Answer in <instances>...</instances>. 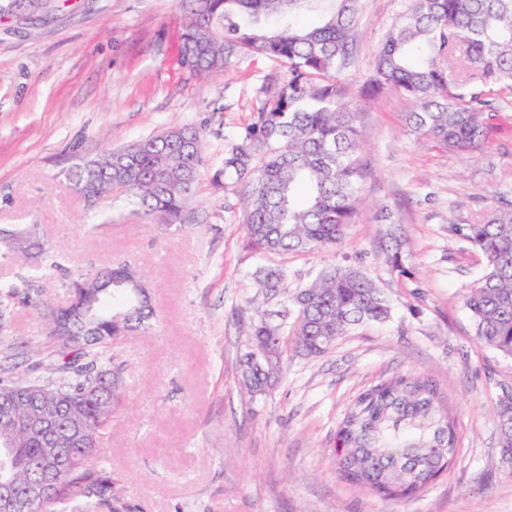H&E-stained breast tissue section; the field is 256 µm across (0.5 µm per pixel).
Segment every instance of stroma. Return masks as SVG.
Masks as SVG:
<instances>
[{
  "label": "stroma",
  "mask_w": 512,
  "mask_h": 512,
  "mask_svg": "<svg viewBox=\"0 0 512 512\" xmlns=\"http://www.w3.org/2000/svg\"><path fill=\"white\" fill-rule=\"evenodd\" d=\"M410 3L362 2L338 78L357 108L364 201L342 244L316 253L251 249L245 190L222 174L225 150L285 64L244 51L217 75L183 68L184 0H54L33 18L0 14V226L40 225L73 271L134 265L154 299V328L112 350L122 392L94 459L136 512H512V463L498 447L512 358L473 336L465 296L485 259L449 230L512 201V89L485 93L488 141L469 152L411 132L404 95L364 96L380 42ZM175 127L204 137L184 224L146 223L119 193L90 205L64 177L78 160ZM393 224L413 278L392 272L383 254ZM329 264L372 278L389 320L357 327L322 356L290 358L282 381L251 399L238 356L254 304L278 311ZM264 266L285 271V295L263 299L255 273ZM30 274V302L15 306L0 333V379L54 381L47 364L58 343L43 301L64 305L60 273L0 258V283ZM396 374L431 377L452 402L457 433L448 471L406 500L343 480L333 451L356 396Z\"/></svg>",
  "instance_id": "obj_1"
}]
</instances>
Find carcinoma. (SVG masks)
<instances>
[{
    "label": "carcinoma",
    "mask_w": 512,
    "mask_h": 512,
    "mask_svg": "<svg viewBox=\"0 0 512 512\" xmlns=\"http://www.w3.org/2000/svg\"><path fill=\"white\" fill-rule=\"evenodd\" d=\"M179 37L180 64L194 74L217 73L241 51L288 65V77L270 76L244 134L224 152V176L249 187L245 230L260 253L330 250L345 238L361 200L364 177L355 127L357 109L345 101L336 73L346 64L361 0H186ZM512 87V0H411L392 26L376 59L372 87L410 97L406 124L440 144L466 150L486 137L485 90ZM203 140L175 128L87 161L72 178L103 196L123 190L150 224L183 223L184 209L202 175ZM38 227H0V245L24 254ZM486 258L482 277L466 294L479 344L512 357V203L503 202L473 224H454ZM392 270L404 267L401 241L386 249ZM112 283L89 288L93 335L60 339L58 384L39 378L0 380V443H19L0 458V476L17 486L34 479L37 463L53 452L17 422L30 415L56 419V447L73 465L55 480L37 512H132L112 474L89 466L104 439L120 377L103 360L128 327L149 328L135 316L136 293L122 265ZM285 275L258 272L265 295L280 294ZM33 278L0 284V318L29 299ZM391 307L381 288L353 267L328 266L281 312V321H253L238 359L241 385L253 397L279 381L288 356L315 357L336 339L370 322H384ZM47 386L33 398L31 389ZM498 445L512 459V403L499 414ZM91 429L93 443L75 448L72 423ZM336 448L346 481L386 498H409L431 484L455 453L448 397L427 376L398 374L363 391L344 417Z\"/></svg>",
    "instance_id": "obj_1"
}]
</instances>
